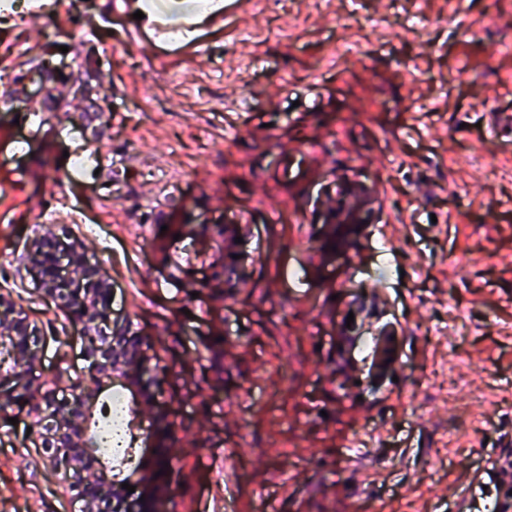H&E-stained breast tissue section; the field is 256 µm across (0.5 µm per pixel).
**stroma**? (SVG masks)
Returning a JSON list of instances; mask_svg holds the SVG:
<instances>
[{
	"instance_id": "35a3bbf8",
	"label": "stroma",
	"mask_w": 512,
	"mask_h": 512,
	"mask_svg": "<svg viewBox=\"0 0 512 512\" xmlns=\"http://www.w3.org/2000/svg\"><path fill=\"white\" fill-rule=\"evenodd\" d=\"M112 0H61L38 21L0 20V91L52 40L96 47L112 102L92 116L58 98L0 107V292L43 339L20 377L31 398L0 411V512H81L34 426L44 393L81 375L80 329L43 299L35 237L78 242L112 282V317L151 337L159 387L140 398L136 446L164 445L169 512L226 497L229 512H448L440 495L512 457V0H257L206 57H153ZM105 157L66 178V152ZM365 184L372 212L347 260L320 258L319 183ZM240 221L266 291L200 289L219 254L182 274L155 231ZM357 305L389 326L391 373L336 388L328 353ZM221 348H208L214 336ZM208 408H201L202 399ZM371 458L346 472L354 441ZM236 449L225 465V449Z\"/></svg>"
}]
</instances>
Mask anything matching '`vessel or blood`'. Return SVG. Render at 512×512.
<instances>
[{
    "label": "vessel or blood",
    "instance_id": "b4317fda",
    "mask_svg": "<svg viewBox=\"0 0 512 512\" xmlns=\"http://www.w3.org/2000/svg\"><path fill=\"white\" fill-rule=\"evenodd\" d=\"M255 4L256 0H210L208 13L201 17L186 9H176L170 0H160L158 7L138 20L133 42L152 55L170 45L178 56L193 60L207 54L212 44L223 42L225 34L236 29ZM175 19L182 30L177 41L171 37V22ZM498 473L499 485L484 489L469 481L450 489L448 502L454 512H475L479 506L485 512H505L507 505L512 504L503 489L504 484L512 483V459L502 458Z\"/></svg>",
    "mask_w": 512,
    "mask_h": 512
}]
</instances>
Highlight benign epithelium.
<instances>
[{"mask_svg":"<svg viewBox=\"0 0 512 512\" xmlns=\"http://www.w3.org/2000/svg\"><path fill=\"white\" fill-rule=\"evenodd\" d=\"M331 195L324 202L322 234L336 241V254L347 253L356 243L357 228L367 222L370 198L357 181L342 183L336 204ZM42 294L57 303L75 325L81 326L82 355L90 378L99 384H113L122 375L120 366L144 362L142 346L133 344L125 332H114L109 320L111 283L106 271L88 263L80 248L72 244L59 250L56 241L38 238L29 254ZM0 349L13 366L23 367L36 358L35 330L28 318L17 311L14 301L0 295ZM29 396V387L18 390L0 383V409L20 406ZM97 394L82 382L73 385L72 397L58 401L45 395L44 416L38 426L45 430L50 469L75 486L85 502L86 512H124L129 508L122 484L110 476L112 467L94 453L91 423ZM166 488L145 486L144 512H166Z\"/></svg>","mask_w":512,"mask_h":512,"instance_id":"1","label":"benign epithelium"}]
</instances>
